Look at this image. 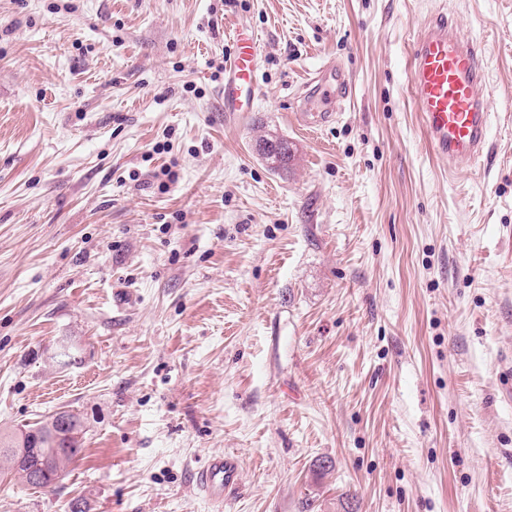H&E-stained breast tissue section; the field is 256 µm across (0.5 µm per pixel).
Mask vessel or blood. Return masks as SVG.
Segmentation results:
<instances>
[{
  "label": "vessel or blood",
  "mask_w": 512,
  "mask_h": 512,
  "mask_svg": "<svg viewBox=\"0 0 512 512\" xmlns=\"http://www.w3.org/2000/svg\"><path fill=\"white\" fill-rule=\"evenodd\" d=\"M230 38L234 49L224 67V109L249 112L260 92L256 79L260 43L244 27L234 28ZM410 82L431 154L447 160L452 173L473 165L487 142V104L494 94L483 54L460 37L447 17H435L412 44ZM350 87L341 64H323L304 84L298 123L308 129L330 124L333 112L328 102L347 99ZM240 484L239 463L229 453L212 455L196 477L200 492L218 505L234 496Z\"/></svg>",
  "instance_id": "b4317fda"
}]
</instances>
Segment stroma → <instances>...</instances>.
Listing matches in <instances>:
<instances>
[{
	"instance_id": "1",
	"label": "stroma",
	"mask_w": 512,
	"mask_h": 512,
	"mask_svg": "<svg viewBox=\"0 0 512 512\" xmlns=\"http://www.w3.org/2000/svg\"><path fill=\"white\" fill-rule=\"evenodd\" d=\"M439 13L495 90L454 175L410 92ZM237 26L263 95L229 119ZM330 59L352 97L304 129ZM62 409L81 457L0 465V512H215L224 451L223 512H512V0H0V432ZM303 87L305 93L295 116L301 126L317 129L330 124L334 118L333 111L321 104L346 100L351 83L341 64L328 61L307 78ZM285 144L286 151L278 152V148H283ZM258 152L269 162L274 169L285 167L288 165L290 158V148L288 142L282 139H262L259 141ZM241 484V470L236 457L229 453L213 454L196 477L197 488L211 502L220 505L234 496Z\"/></svg>"
}]
</instances>
